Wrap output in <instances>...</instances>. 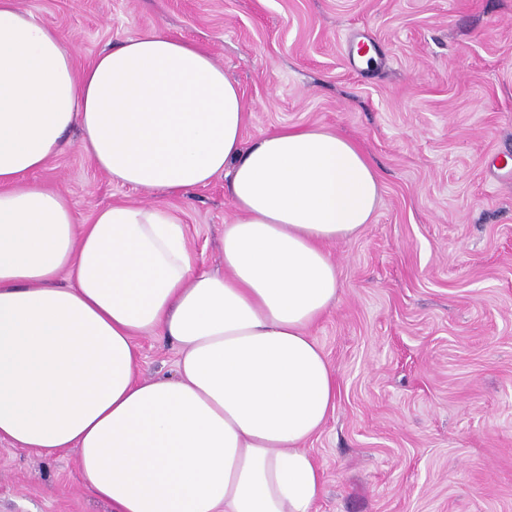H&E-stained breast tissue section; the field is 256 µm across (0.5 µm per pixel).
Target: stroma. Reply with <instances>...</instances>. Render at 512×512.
I'll return each instance as SVG.
<instances>
[{
    "label": "stroma",
    "mask_w": 512,
    "mask_h": 512,
    "mask_svg": "<svg viewBox=\"0 0 512 512\" xmlns=\"http://www.w3.org/2000/svg\"><path fill=\"white\" fill-rule=\"evenodd\" d=\"M77 65L152 26L206 43L249 110L244 143L322 126L381 185L371 224L331 246L336 301L311 336L339 395L307 446L317 512H512V0H16ZM38 178L79 221L162 204L207 270L235 211L225 178L186 196L113 184L69 147ZM140 378L177 343L138 339ZM0 512H110L73 455L0 442Z\"/></svg>",
    "instance_id": "stroma-1"
}]
</instances>
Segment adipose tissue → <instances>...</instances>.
<instances>
[{
	"mask_svg": "<svg viewBox=\"0 0 512 512\" xmlns=\"http://www.w3.org/2000/svg\"><path fill=\"white\" fill-rule=\"evenodd\" d=\"M245 104L210 52L161 27L76 70L55 28L0 0V440L76 457L111 512H316L306 447L336 408L310 328L339 289L328 247L380 203L338 131L242 141ZM112 182L182 195L225 177L224 269L200 268L161 205L79 223L33 175L70 133ZM181 351L139 379L137 337Z\"/></svg>",
	"mask_w": 512,
	"mask_h": 512,
	"instance_id": "adipose-tissue-1",
	"label": "adipose tissue"
}]
</instances>
